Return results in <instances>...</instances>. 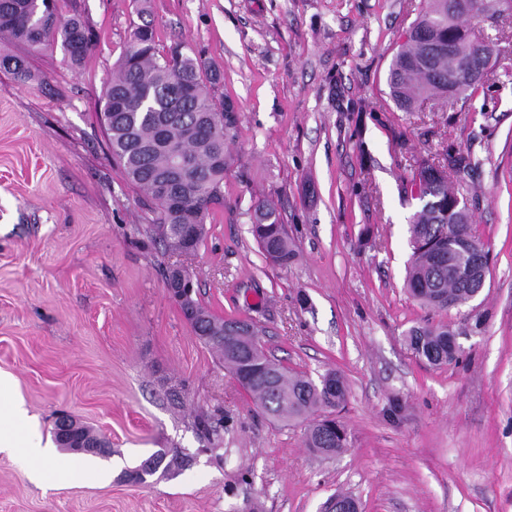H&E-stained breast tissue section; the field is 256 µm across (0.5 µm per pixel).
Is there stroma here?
Instances as JSON below:
<instances>
[{"label": "stroma", "instance_id": "1", "mask_svg": "<svg viewBox=\"0 0 512 512\" xmlns=\"http://www.w3.org/2000/svg\"><path fill=\"white\" fill-rule=\"evenodd\" d=\"M97 38L81 67L61 46L24 54L34 78L0 69V403L23 399L53 440L68 414L105 435L103 458L50 464L0 456V512H512V81L404 112L387 75L422 0H57ZM188 44L233 104L224 205L183 259L151 237L153 213L113 161L97 112L134 25ZM464 157L453 185L490 251L473 301L437 310L406 286L405 186L427 161ZM275 205L297 257L272 264L254 207ZM188 267L216 317L254 321L290 371H339L340 455L270 419L201 344L165 291ZM445 324L457 359L436 366L406 336ZM208 414L216 434L197 430ZM189 460L146 483L126 470L161 449Z\"/></svg>", "mask_w": 512, "mask_h": 512}]
</instances>
